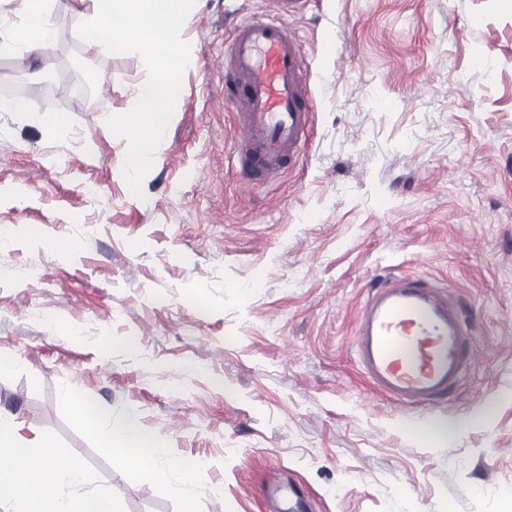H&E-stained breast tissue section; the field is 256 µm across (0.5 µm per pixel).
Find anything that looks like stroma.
<instances>
[{
	"instance_id": "stroma-1",
	"label": "stroma",
	"mask_w": 512,
	"mask_h": 512,
	"mask_svg": "<svg viewBox=\"0 0 512 512\" xmlns=\"http://www.w3.org/2000/svg\"><path fill=\"white\" fill-rule=\"evenodd\" d=\"M74 8L48 0L46 61L0 54V85L27 94L0 112V409L22 440L52 438L117 512H269L273 474L311 512H512V0H308L287 24L312 140L256 188L219 63L232 21L274 0H203L140 199L106 119L147 71L102 51L92 104L67 95ZM408 274L456 288L477 342L423 409L372 391L352 348L371 291ZM66 391L116 423L136 410L192 467L183 494L115 459ZM463 417L448 441L424 434Z\"/></svg>"
}]
</instances>
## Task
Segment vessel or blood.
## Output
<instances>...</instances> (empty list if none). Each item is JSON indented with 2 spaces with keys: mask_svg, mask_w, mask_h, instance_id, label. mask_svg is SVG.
<instances>
[{
  "mask_svg": "<svg viewBox=\"0 0 512 512\" xmlns=\"http://www.w3.org/2000/svg\"><path fill=\"white\" fill-rule=\"evenodd\" d=\"M306 0H277L274 16L242 19L224 45V99L236 116L235 153L254 186L295 166L313 127L302 40L286 17ZM353 348L371 390L396 403L428 406L466 376L474 341L455 289L398 276L373 289L354 331ZM266 494L288 512H308L305 494L269 478Z\"/></svg>",
  "mask_w": 512,
  "mask_h": 512,
  "instance_id": "b4317fda",
  "label": "vessel or blood"
}]
</instances>
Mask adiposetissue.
<instances>
[{
	"label": "adipose tissue",
	"instance_id": "ef3b65f1",
	"mask_svg": "<svg viewBox=\"0 0 512 512\" xmlns=\"http://www.w3.org/2000/svg\"><path fill=\"white\" fill-rule=\"evenodd\" d=\"M27 23L12 29L0 41V53L23 48L33 58H48L58 30L47 9L46 0H22ZM77 409L87 431L98 438L113 456L147 477H164L172 490H180L191 479L188 469L177 459L159 460L154 452L157 435L142 426L136 413H129L121 424H113L94 403L81 400ZM20 425L15 417L0 413V512H57L51 507V489L83 483L84 473L76 463L59 464L53 442L34 439L31 449L17 444Z\"/></svg>",
	"mask_w": 512,
	"mask_h": 512
}]
</instances>
